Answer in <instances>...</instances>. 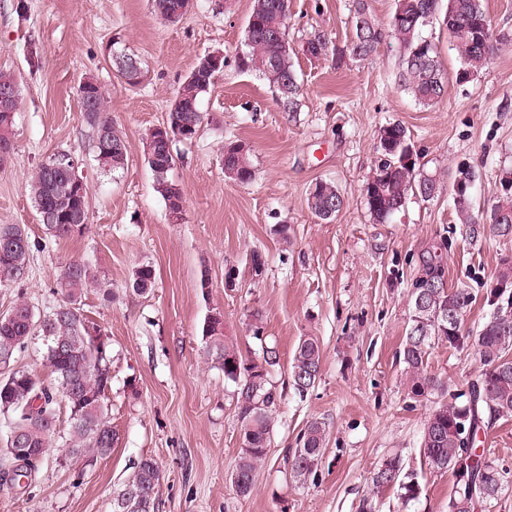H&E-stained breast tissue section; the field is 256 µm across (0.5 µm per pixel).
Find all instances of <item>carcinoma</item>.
Segmentation results:
<instances>
[{
	"instance_id": "carcinoma-1",
	"label": "carcinoma",
	"mask_w": 512,
	"mask_h": 512,
	"mask_svg": "<svg viewBox=\"0 0 512 512\" xmlns=\"http://www.w3.org/2000/svg\"><path fill=\"white\" fill-rule=\"evenodd\" d=\"M185 0H151L153 12L167 21L184 15ZM440 0H395L391 33L400 46L401 63L396 82L416 103L432 106L447 91V78L435 43L424 30L436 19ZM448 37L458 52L461 68L457 77L465 80L478 75L489 63L499 38L494 34L482 0H447ZM382 40V32L369 12L366 0H357L352 17L349 55L357 60L371 57ZM247 51L238 56V67L259 74L277 94L283 112H296L301 88L288 43V5L284 0H254L244 36ZM330 40L318 34L306 42L309 55L328 53ZM112 68L128 85L140 83L145 70L142 61L124 51L111 59ZM215 74L197 70L190 73L177 91L162 128L147 134L146 160L155 178L156 191L169 212L184 201L180 184L169 177L175 158L168 141H191L206 115L199 101L213 84ZM78 98L91 133L97 160L103 169L117 171L127 157L125 132L107 110L106 96L99 83H82ZM15 113L0 112V170L6 168L14 152L12 131ZM383 158L377 170L385 173L374 196L365 199L370 217L385 224L402 211L409 193L429 198L435 178L411 155L405 128L389 123L380 129ZM235 142L224 144V175L240 184L252 182L255 170L249 157L238 161ZM73 156L62 150L41 163L31 176L27 189L42 224L45 238H30L22 224H0V288H18L35 249H46L50 241L81 236L87 224H74L71 218L88 219L90 198L87 186L75 187L62 167ZM512 171L500 178V192L489 213L490 230L512 234V188H505ZM307 205L322 220H330L344 206L335 185L317 182L309 190ZM457 216L472 233L480 230L483 216L471 208L469 193L456 197ZM156 272L151 263L135 267L130 285L138 295L155 286ZM99 284L90 264L84 260L65 263L56 277L55 288L61 302L44 313L36 312L20 298L0 314V427L5 429V447L0 449V472L16 465L12 448H32L48 455L56 442V426L61 404L70 410V429L61 447L72 458L98 461L112 454L116 433L106 404L112 387V351L109 338L90 321L81 307L84 288ZM512 260L505 259L496 287L490 290L491 312L473 333L463 331L465 313L472 302L465 289L450 291L444 281L443 256L422 257V276L410 294V316L403 341L402 356L410 392L423 396L444 389V383L426 369L428 348L437 343L464 349L472 347L484 365L479 378L471 383L465 400L445 403L428 416L420 440V455L434 470L450 471L454 477L448 512H489L509 483L507 472L498 469L485 451L477 448L479 433L501 418L512 416ZM202 335L214 367L236 385L237 415L241 446L231 476L236 494L249 496L255 487L258 468L264 462L271 442L270 411L281 398L270 375L280 364L276 347L263 345L256 359H247L236 343L224 335V322L208 317ZM41 336L45 342L43 360L47 376H35L18 367L20 354L30 339ZM322 351L312 338L301 339L292 355L289 383L299 396H306L321 375ZM326 442L325 424L312 420L298 436L290 461L291 475L303 483L316 471ZM161 480L157 462L141 459L133 475L113 501L112 512H155L156 488ZM378 488L398 486L404 498L418 496V484L404 481L399 459L386 461L373 474Z\"/></svg>"
}]
</instances>
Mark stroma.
<instances>
[{"label":"stroma","mask_w":512,"mask_h":512,"mask_svg":"<svg viewBox=\"0 0 512 512\" xmlns=\"http://www.w3.org/2000/svg\"><path fill=\"white\" fill-rule=\"evenodd\" d=\"M17 1L0 0V70L16 72L22 89L15 153L0 171V224H23L31 238H43L25 182L60 150L77 158L91 207L83 235L33 252L23 286L0 288V313L20 297L49 311L61 299L54 283L63 263L77 258L95 267L112 294L90 288L82 302L112 344L107 403L116 443L78 480L63 449H51L28 490L0 489V512H112L144 457L162 471L157 512H357L369 496L379 512H448L454 478L425 464L420 434L429 413L467 391L483 365L473 349L435 345L427 370L448 389L415 397L400 351L409 292L427 251L442 252L448 288L470 293V331L489 312L502 260L512 258V236L470 233L448 190L458 172L471 173L469 196L480 213L498 194L502 171L512 169V40L461 82L446 27L434 21L427 34L448 87L440 102L424 107L395 83L400 58L387 33L395 0H368L385 34L366 60L343 53L356 0H288V40L302 90L300 112L288 114L258 74L235 62L253 0H194L177 22L157 17L150 0H21V13ZM318 31L331 44L328 55L315 58L302 47ZM115 48L143 61L141 83L117 77ZM217 51L226 57L224 73L200 100L210 122L193 141L173 145L170 176L185 194L175 220L155 189L145 134L165 122L198 58ZM88 78L108 91L112 118L126 131L127 160L116 173L96 161L80 112L77 91ZM394 122L436 175V188L428 200L409 195L403 212L375 224L365 186L381 158L379 131ZM229 141L248 148L252 183L225 177ZM319 180L335 183L345 201L329 222L307 207V191ZM256 251L267 258L259 276L250 267ZM143 262L154 266L156 283L138 295L129 278ZM215 311L244 355L264 343L280 352L271 444L247 497L237 496L230 481L240 448L235 386L212 367L202 337ZM257 316L259 340L250 329ZM305 337L318 339L322 371L302 398L288 367ZM313 419L326 424V449L316 474L298 483L288 462ZM395 456L418 483L417 498L407 503L399 488L377 491L371 483Z\"/></svg>","instance_id":"35a3bbf8"}]
</instances>
